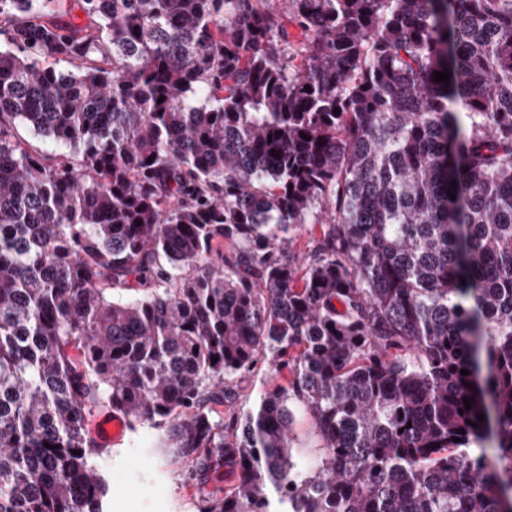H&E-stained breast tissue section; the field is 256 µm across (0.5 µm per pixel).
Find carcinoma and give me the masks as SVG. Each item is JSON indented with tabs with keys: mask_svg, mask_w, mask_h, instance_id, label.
Listing matches in <instances>:
<instances>
[{
	"mask_svg": "<svg viewBox=\"0 0 512 512\" xmlns=\"http://www.w3.org/2000/svg\"><path fill=\"white\" fill-rule=\"evenodd\" d=\"M77 2L0 0V512H103L102 413L202 512H512V0ZM315 224H303L295 229L293 237L295 238L292 248V261L296 266H304L310 261V250L313 246L312 238L314 234L320 237V227ZM315 230V231H314ZM270 381V372L266 361L259 362L253 374L245 377H237L228 384L232 388L233 402L230 407H220L224 411V420H228L230 414L238 413L253 406L258 394L264 387L263 383ZM294 435V448H298L299 453L305 459L313 460L320 455L322 444L311 423L302 412L296 415Z\"/></svg>",
	"mask_w": 512,
	"mask_h": 512,
	"instance_id": "1",
	"label": "carcinoma"
}]
</instances>
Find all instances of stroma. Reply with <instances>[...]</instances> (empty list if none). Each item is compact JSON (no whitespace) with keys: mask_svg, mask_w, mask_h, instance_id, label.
Here are the masks:
<instances>
[{"mask_svg":"<svg viewBox=\"0 0 512 512\" xmlns=\"http://www.w3.org/2000/svg\"><path fill=\"white\" fill-rule=\"evenodd\" d=\"M92 435L103 450L98 467L112 489L104 512H200L217 489L191 480L186 465L173 462L151 429L124 430L115 443L100 430Z\"/></svg>","mask_w":512,"mask_h":512,"instance_id":"1","label":"stroma"}]
</instances>
